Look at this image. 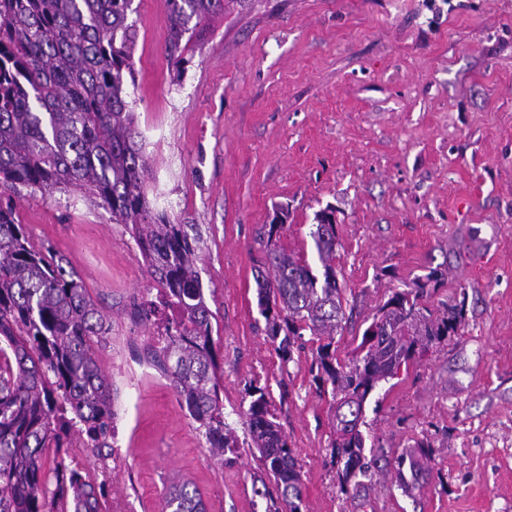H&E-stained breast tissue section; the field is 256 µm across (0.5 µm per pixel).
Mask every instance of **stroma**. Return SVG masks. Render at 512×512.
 Wrapping results in <instances>:
<instances>
[{"mask_svg":"<svg viewBox=\"0 0 512 512\" xmlns=\"http://www.w3.org/2000/svg\"><path fill=\"white\" fill-rule=\"evenodd\" d=\"M129 89L146 140L145 190L172 223L201 232L198 267L224 359V417L238 436L249 385L267 393L301 470L302 512H512V0H228L167 52L166 0H134ZM279 243L315 261V215L336 218V271L350 356L393 292L427 281L435 313L464 301L457 336L373 392L362 432L379 483L341 492L331 398L312 343L280 358L261 316L258 242L276 205ZM33 243L63 256L110 320L98 346L122 468L123 512H162L194 482L206 512H265L249 448L213 455L169 380L145 365L162 323L139 308L157 289L127 225L68 188L0 186ZM423 446L427 482L405 493L387 464Z\"/></svg>","mask_w":512,"mask_h":512,"instance_id":"stroma-1","label":"stroma"}]
</instances>
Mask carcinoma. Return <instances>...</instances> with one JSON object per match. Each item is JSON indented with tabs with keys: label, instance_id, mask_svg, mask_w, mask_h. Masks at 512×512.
I'll list each match as a JSON object with an SVG mask.
<instances>
[{
	"label": "carcinoma",
	"instance_id": "obj_1",
	"mask_svg": "<svg viewBox=\"0 0 512 512\" xmlns=\"http://www.w3.org/2000/svg\"><path fill=\"white\" fill-rule=\"evenodd\" d=\"M168 52L181 62L184 36L224 12V0H166ZM133 0H0V184L40 190L79 188L100 199L116 224L131 225L160 305L167 345L159 367L204 429L213 452L238 447L224 418L222 377L212 336V312L198 269L200 237L192 224H173L144 190L148 159L129 101L137 25ZM283 224H269L264 268L256 276L266 332L282 360L304 336L318 343L315 362L335 407L332 463L340 490L369 476L365 405L376 386L433 345L457 335L464 304L434 316L419 300L428 283L399 291L379 308L348 360L336 354L345 319L336 276L333 211L317 214L311 232L322 275L308 261L274 246ZM110 331L81 280L56 255L36 247L10 207H0V512H111L103 487L59 460L42 462L46 448H107L112 397L96 346ZM245 413L250 444L278 495L267 512H300L301 471L272 421L263 389L249 388ZM423 448L406 450L389 465L411 492ZM170 512H206L195 487L172 491Z\"/></svg>",
	"mask_w": 512,
	"mask_h": 512
}]
</instances>
